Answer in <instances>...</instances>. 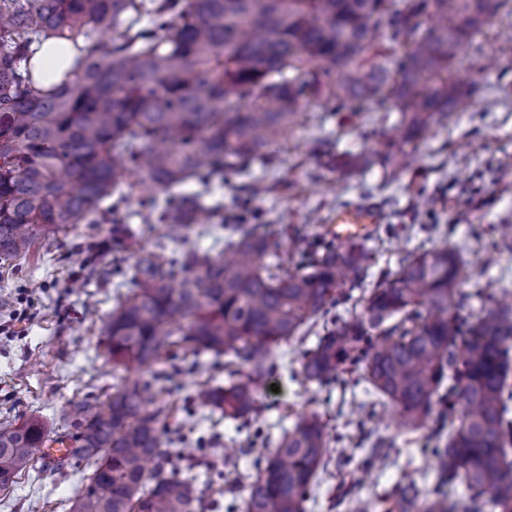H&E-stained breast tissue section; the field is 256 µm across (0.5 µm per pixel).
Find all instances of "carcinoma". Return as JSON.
Listing matches in <instances>:
<instances>
[{
    "mask_svg": "<svg viewBox=\"0 0 512 512\" xmlns=\"http://www.w3.org/2000/svg\"><path fill=\"white\" fill-rule=\"evenodd\" d=\"M503 0H0V257L26 254L71 224L112 223L146 175L164 191L189 183L164 209L166 234L137 257L102 344L116 372L150 378L112 386L104 401L72 404L70 450L38 418L0 428V491L40 466L94 467L69 512H196L197 485L174 468L188 447L164 435L169 378L156 368L182 350L224 358L226 382L192 400L254 425L260 393L284 342L315 333L299 374L309 383L365 386L350 422L353 455L369 468L395 440L365 430L364 407H393L398 433L435 441L431 488L405 475L380 497L383 512H512V291L464 293L460 250L404 258L368 286V237L315 241L293 228L299 256L264 262L284 232L254 223L246 201L268 192L271 147L306 102L330 111L388 104L383 166L478 88L451 77L467 45ZM53 40L77 51L70 77L39 88L30 59ZM215 183L239 192L222 224L224 251L188 246L205 224ZM480 308L463 314L471 299ZM329 453L316 413H297L264 467L250 477L243 512H305ZM339 504L369 512L362 485L342 480ZM462 485L465 503L452 489Z\"/></svg>",
    "mask_w": 512,
    "mask_h": 512,
    "instance_id": "1",
    "label": "carcinoma"
}]
</instances>
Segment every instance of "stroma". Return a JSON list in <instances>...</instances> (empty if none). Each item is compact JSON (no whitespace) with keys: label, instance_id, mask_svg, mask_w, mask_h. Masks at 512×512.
I'll return each mask as SVG.
<instances>
[{"label":"stroma","instance_id":"35a3bbf8","mask_svg":"<svg viewBox=\"0 0 512 512\" xmlns=\"http://www.w3.org/2000/svg\"><path fill=\"white\" fill-rule=\"evenodd\" d=\"M511 30L509 0L455 70L456 78L477 86V94L419 141L409 168L390 178L378 166L340 175L338 164L373 149L368 131L394 126L400 115L332 112L313 101L274 152L267 179L277 190L253 200L252 208L263 223L299 226L314 236L325 232L337 210L370 206L396 230L369 241L371 279L396 271L407 253L447 245L462 250L468 274L462 291L489 283L512 289V58L499 54L500 40ZM317 138L331 139L335 162L310 154ZM167 199V192L145 188L128 205L127 232L115 231L107 217L41 239L27 255L0 260V322L17 312L25 315L12 335L0 334V422L37 417L51 431L70 434V404L103 397L112 385V363L100 345L104 324L119 283L133 274L136 249L154 243ZM315 342L308 335L279 347L284 365L272 387L262 390L266 438L248 450L247 431L192 402L194 375L168 384L166 397L179 414L167 435L207 441L206 451L184 462L185 475L194 478L203 498L202 512H235L247 476L291 428L295 413H318L334 434L344 431L351 401L365 400L360 387L303 382L299 361ZM230 445L239 452L228 459L223 450ZM433 446L425 437L409 444L397 439L395 452L373 470L362 495L377 499L403 471L424 469ZM90 474L84 465L30 471L0 493V512H69L70 498Z\"/></svg>","mask_w":512,"mask_h":512}]
</instances>
